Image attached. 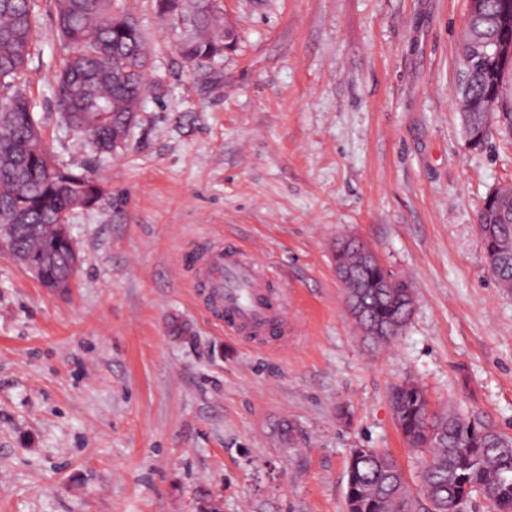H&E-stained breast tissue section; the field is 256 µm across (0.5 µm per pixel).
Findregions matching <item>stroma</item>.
Segmentation results:
<instances>
[{
	"mask_svg": "<svg viewBox=\"0 0 512 512\" xmlns=\"http://www.w3.org/2000/svg\"><path fill=\"white\" fill-rule=\"evenodd\" d=\"M124 3L148 89L97 167L104 200L70 217L72 284L49 291L0 253V512H197L204 491L219 512H347L354 448L390 449L428 512L393 384L512 436V292L477 230L486 194L512 186V143L494 126L470 148L452 101L468 0H224L237 41L197 73L186 25ZM36 4L18 84L55 159L81 168L54 106L53 2ZM340 237L413 282L380 351L345 306ZM233 242L287 287L286 344L226 335L195 300L183 246Z\"/></svg>",
	"mask_w": 512,
	"mask_h": 512,
	"instance_id": "obj_1",
	"label": "stroma"
}]
</instances>
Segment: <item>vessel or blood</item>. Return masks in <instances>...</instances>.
Listing matches in <instances>:
<instances>
[{
	"label": "vessel or blood",
	"instance_id": "obj_1",
	"mask_svg": "<svg viewBox=\"0 0 512 512\" xmlns=\"http://www.w3.org/2000/svg\"><path fill=\"white\" fill-rule=\"evenodd\" d=\"M183 263L225 329L258 338L287 334L288 292L276 288L275 271L257 253L218 245L200 254L186 251Z\"/></svg>",
	"mask_w": 512,
	"mask_h": 512
}]
</instances>
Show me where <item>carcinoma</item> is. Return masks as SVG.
Listing matches in <instances>:
<instances>
[{"label":"carcinoma","instance_id":"cac0c4a2","mask_svg":"<svg viewBox=\"0 0 512 512\" xmlns=\"http://www.w3.org/2000/svg\"><path fill=\"white\" fill-rule=\"evenodd\" d=\"M159 11L178 14L189 26L180 53L193 69L224 58V17L210 0H156ZM482 14L469 21L488 43L512 37V0H481ZM55 35L62 51L55 105L63 123L93 157H108L127 142L147 90L149 45L135 18L118 0H53ZM39 19L34 0H0V249L24 268L33 264L45 288L74 273L72 239L59 236L77 210L97 206L104 196L92 169L75 172L57 164L44 145L40 119L14 84L27 68ZM512 61L488 57L483 69L458 93L479 99L481 112L462 114L469 146L486 144L490 123L512 136ZM478 230L489 270L512 291V187L491 190L483 201ZM336 269L351 273L346 307L365 340L382 346L405 328L415 304L412 283L387 270L355 239L336 240ZM390 403L408 447L424 458L423 481L432 512H448L481 493L494 512H512V437L483 428L450 410L430 411L416 382L391 387ZM347 512H409L404 471L380 448H354L347 464Z\"/></svg>","mask_w":512,"mask_h":512}]
</instances>
